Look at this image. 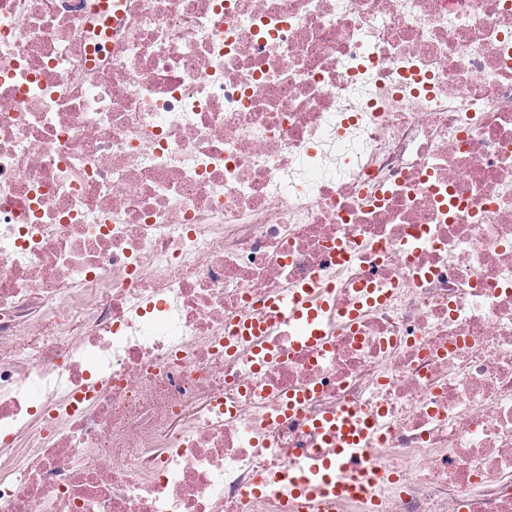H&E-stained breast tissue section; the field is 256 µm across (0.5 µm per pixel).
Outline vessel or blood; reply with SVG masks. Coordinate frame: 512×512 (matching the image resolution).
<instances>
[{
	"label": "vessel or blood",
	"mask_w": 512,
	"mask_h": 512,
	"mask_svg": "<svg viewBox=\"0 0 512 512\" xmlns=\"http://www.w3.org/2000/svg\"><path fill=\"white\" fill-rule=\"evenodd\" d=\"M292 303L302 311L308 332L307 343L320 345L326 335L327 302L307 291L295 294ZM375 423V418L371 416L361 417L341 412L322 422V429L336 438V456L332 459L313 460L307 473L290 479L288 488L292 497L299 499L304 507L316 499L335 501L345 497H368L379 476L357 468L355 459L359 454L358 443Z\"/></svg>",
	"instance_id": "obj_1"
}]
</instances>
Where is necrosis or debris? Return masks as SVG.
I'll list each match as a JSON object with an SVG mask.
<instances>
[{
    "label": "necrosis or debris",
    "mask_w": 512,
    "mask_h": 512,
    "mask_svg": "<svg viewBox=\"0 0 512 512\" xmlns=\"http://www.w3.org/2000/svg\"><path fill=\"white\" fill-rule=\"evenodd\" d=\"M341 409L328 512H512V0H0V512H296ZM291 302L293 306L300 307L304 326L307 331H310L308 336L302 337L306 339L308 344L320 345L326 335L325 327L327 326V312L329 310L327 302L312 296L309 289L304 290L303 294L295 293ZM345 413L337 412L335 416L318 425L320 430H326L332 436L336 435V456L332 459H315L309 465L307 473L289 479V493L294 499L301 500L297 505L303 510L315 499L335 501L355 496L367 498L370 494L369 488L383 478L379 473H369L355 466L359 450L366 451L367 448H353V445L366 437L368 430L376 424L375 418ZM341 459H346L340 467L343 475L337 469V461Z\"/></svg>",
    "instance_id": "1"
}]
</instances>
